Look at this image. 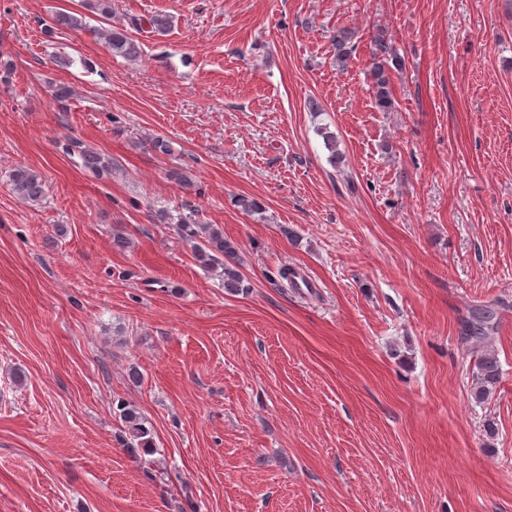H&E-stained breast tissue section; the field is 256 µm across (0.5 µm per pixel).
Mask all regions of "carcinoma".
Listing matches in <instances>:
<instances>
[{"label":"carcinoma","mask_w":512,"mask_h":512,"mask_svg":"<svg viewBox=\"0 0 512 512\" xmlns=\"http://www.w3.org/2000/svg\"><path fill=\"white\" fill-rule=\"evenodd\" d=\"M85 6L101 19H112V0H86ZM105 46L112 54L128 60L140 56L139 43L120 24H109V27L98 30ZM353 33L345 28L336 31L334 46L336 59L345 63L354 49ZM372 58L368 70L370 85L376 105L388 110L394 104L391 74L402 69L403 61L394 47L388 43L384 35L378 34L372 39ZM67 153H78L83 167L98 177L110 176L117 170L112 158L97 152L84 150L81 143L73 141L66 145ZM168 179L178 185L184 192L196 190L194 180L183 168H172L167 172ZM11 191L21 201L32 205L39 204L45 195V182L38 172L31 168L19 167L11 174ZM181 235L193 244L196 259L206 267H222L224 275V291L230 295H238L247 290L244 276L237 268L238 247L233 241L224 237V231L214 224H198L190 219L179 224ZM493 329V313L488 309L477 311L472 321L466 325V335L471 338H482ZM477 374L474 397L481 401L487 399L500 382L501 372L495 353L485 351L476 362ZM119 416L124 423V445L135 446L149 452L153 448L151 431L145 426L141 414L129 404H117Z\"/></svg>","instance_id":"1"}]
</instances>
